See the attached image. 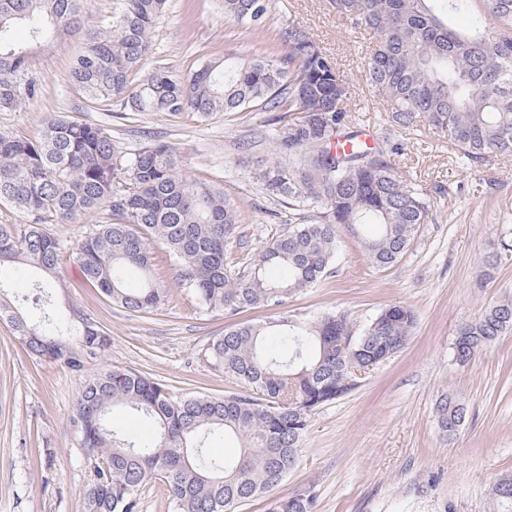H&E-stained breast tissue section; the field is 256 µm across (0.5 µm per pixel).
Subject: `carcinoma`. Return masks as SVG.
<instances>
[{"mask_svg": "<svg viewBox=\"0 0 512 512\" xmlns=\"http://www.w3.org/2000/svg\"><path fill=\"white\" fill-rule=\"evenodd\" d=\"M479 4L471 27L448 18ZM167 0H112V14L87 33L86 50L68 77L86 96L130 112H286L274 130L280 161L259 171L267 194L288 199L292 230L273 237L242 271L228 268L225 243L238 213L224 191L181 174L177 149L154 142L128 154L96 124L58 116L39 138L0 134V204L34 217L23 228L0 225V280L39 277L37 288L61 279L59 240L49 221L73 223L100 209L109 224H89L70 258L84 280L133 313L161 303L152 246L176 260L180 279L201 309L232 317L251 308L277 309L317 287L331 271L339 232L362 239L379 268L396 264L431 200L406 184L382 150L360 141L346 108L349 84L307 31L288 23L279 32L285 52L232 64H205L182 79L166 67L131 87L132 72L150 51L149 33ZM329 10L372 34L365 78L387 106L390 125L413 133L435 129L465 165L512 157V0H328ZM224 20L252 29L270 0H223ZM80 0H0V112H13L39 93L31 70L35 50L79 26ZM26 30L20 43L14 30ZM306 152L297 155L296 150ZM512 254V231L500 234L486 257L493 268ZM0 320L11 323L28 351L81 371L106 346L103 330L77 308L63 320L44 302L29 313L0 287ZM416 326L412 309L392 305L359 334L347 314L311 319L244 321L200 350L212 368L245 386L228 396L179 399L166 385L132 370L103 369L85 380L71 421L94 464L85 512H140L139 488L158 476L174 512H234L242 502L278 486L298 463L300 442L313 411L356 385L352 360L382 363L400 352ZM512 332V299L494 303L462 325L455 360L467 364ZM352 338L336 350V339ZM124 406L153 424L148 440L118 430L108 419ZM466 408L443 398L439 431ZM234 437L239 457L216 466L209 442ZM500 477L491 488L500 512H512V487ZM316 497L277 498L268 512H316Z\"/></svg>", "mask_w": 512, "mask_h": 512, "instance_id": "1", "label": "carcinoma"}]
</instances>
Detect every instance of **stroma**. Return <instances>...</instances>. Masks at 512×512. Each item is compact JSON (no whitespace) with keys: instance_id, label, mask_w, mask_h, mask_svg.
Here are the masks:
<instances>
[{"instance_id":"1","label":"stroma","mask_w":512,"mask_h":512,"mask_svg":"<svg viewBox=\"0 0 512 512\" xmlns=\"http://www.w3.org/2000/svg\"><path fill=\"white\" fill-rule=\"evenodd\" d=\"M291 22L348 76V107L362 127L373 129L375 142L401 144L389 159L409 185L427 191L432 208L407 252L386 269L373 266L360 239L341 235L331 274L278 312L313 318L341 311L359 330L386 307L404 305L418 325L399 353L315 411L299 463L275 493L313 491L318 512H498L491 486L512 474V333L465 365L455 363L452 347L463 324L512 296V258L492 270L483 264L494 239L512 227V160L464 166L432 130L389 131L388 114L365 79L367 35L330 12L327 0H272L266 20L252 31L225 21L219 0H168L150 31L144 69L164 66L186 76L207 63L260 56L278 46L280 30ZM85 47L83 33L72 31L38 53L33 68L40 92L16 111L0 112V134L34 139L49 118L64 115L104 126L124 153L155 141L173 144L187 176L223 188L237 205L239 224L226 249L237 265L288 229L287 202L269 199L254 175L278 159L271 138L278 113L119 111L90 101L69 82L70 62ZM45 229L62 247L55 313L80 308L108 342L77 374L51 357L30 356L0 321V512H84L94 468L71 409L86 376L132 369L178 398L242 390L199 357L229 319L200 308L163 246L153 248L154 275L166 297L137 314L88 285L73 263L70 253L86 225L52 221ZM278 313L255 308L241 318L261 322ZM446 396L467 409L449 439L435 421Z\"/></svg>"}]
</instances>
